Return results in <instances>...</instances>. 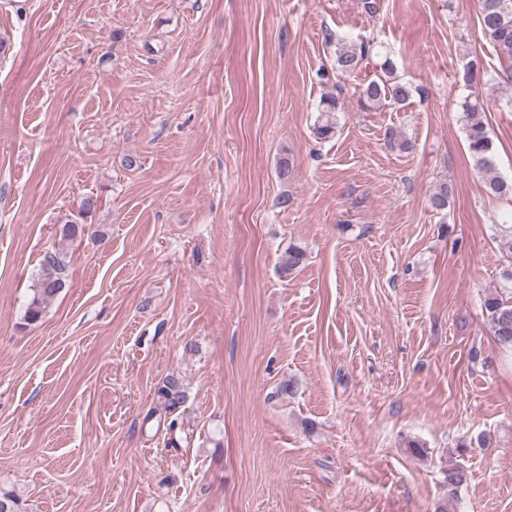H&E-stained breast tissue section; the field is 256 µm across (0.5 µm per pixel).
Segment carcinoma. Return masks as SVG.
<instances>
[{
  "label": "carcinoma",
  "instance_id": "carcinoma-1",
  "mask_svg": "<svg viewBox=\"0 0 512 512\" xmlns=\"http://www.w3.org/2000/svg\"><path fill=\"white\" fill-rule=\"evenodd\" d=\"M479 23L482 32L494 47L499 59L512 70V0H479ZM369 53L362 44L358 47H343L336 51V70L350 75L360 68L361 62ZM383 75L370 80L362 88L359 105L365 110L377 109L385 103L401 104L410 96L409 86L394 77V67L390 60L382 65ZM479 93H474V101L462 105L465 121L467 148L473 167L482 175L484 189L488 196L498 199L512 198V181L502 179L494 164L493 140L484 122L479 118ZM453 195L450 185L442 183L431 197V205L444 210ZM86 225L69 220L62 226L61 242L72 243L83 238ZM306 254L299 248H288V255L282 266L285 275L298 269L305 261ZM69 261L67 252L61 247L48 253L43 259L41 270L35 281L33 297L27 307L26 319L38 322L46 304L52 301L65 287ZM504 284L500 290L486 296L484 308L496 344L503 350H512V268L502 271ZM157 396L165 412L173 414L182 407L187 394L181 379L167 376L157 390ZM467 473L458 463H450L443 469V483L448 489V500L457 497L458 490L466 483ZM0 512H25L23 499L14 490L0 489Z\"/></svg>",
  "mask_w": 512,
  "mask_h": 512
}]
</instances>
